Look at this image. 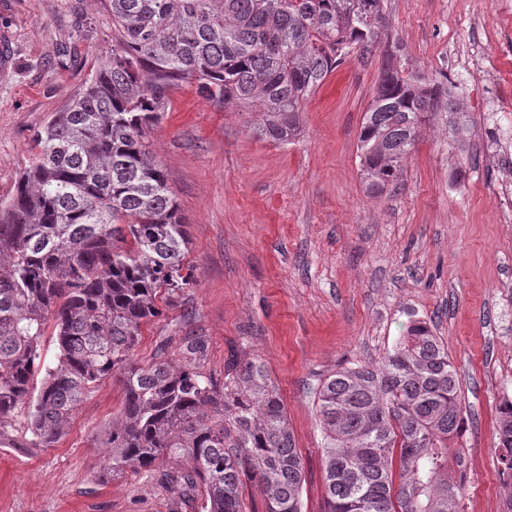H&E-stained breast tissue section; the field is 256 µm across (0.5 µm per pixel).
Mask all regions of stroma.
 I'll return each instance as SVG.
<instances>
[{
    "instance_id": "obj_1",
    "label": "stroma",
    "mask_w": 512,
    "mask_h": 512,
    "mask_svg": "<svg viewBox=\"0 0 512 512\" xmlns=\"http://www.w3.org/2000/svg\"><path fill=\"white\" fill-rule=\"evenodd\" d=\"M409 71L454 86L472 128L458 147L445 116L420 131L394 191L360 175L358 136L382 48L351 52L306 103L296 137L260 136V113L213 105L195 87L149 135L190 239L197 282L184 305L144 325L134 358L160 342L208 336L204 371L230 359L265 363L303 457V512H322L321 378L380 360L409 318L429 321L462 380L467 430L459 460L465 512H501L507 478L497 409L512 394V0H384ZM112 48L108 0H0V200L30 163L34 136ZM122 401L102 380L51 448L26 445L16 422L0 446V512H199L165 484L185 461L109 476L93 439Z\"/></svg>"
}]
</instances>
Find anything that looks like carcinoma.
<instances>
[{
    "label": "carcinoma",
    "mask_w": 512,
    "mask_h": 512,
    "mask_svg": "<svg viewBox=\"0 0 512 512\" xmlns=\"http://www.w3.org/2000/svg\"><path fill=\"white\" fill-rule=\"evenodd\" d=\"M118 37L94 74L35 138L14 192L0 203V441L14 419L33 448H50L101 380L123 401L103 428L107 473H138L163 454L201 512H244L243 480L266 512H302L304 465L280 393L258 360L233 359L224 385L203 372L206 336L181 337L182 359L159 347L133 358L142 327L185 302L195 281L189 237L148 132L183 83L221 106L262 113L260 132L287 141L310 94L386 31L384 0H110ZM448 113L466 139L460 103L440 83L405 73L385 50L359 132L366 189L395 188L417 132ZM54 321L58 354L42 361ZM325 435L324 512H464L448 448L465 431L460 379L429 322H408L376 363H352L315 393ZM498 446L512 473V401L499 406Z\"/></svg>",
    "instance_id": "cac0c4a2"
}]
</instances>
